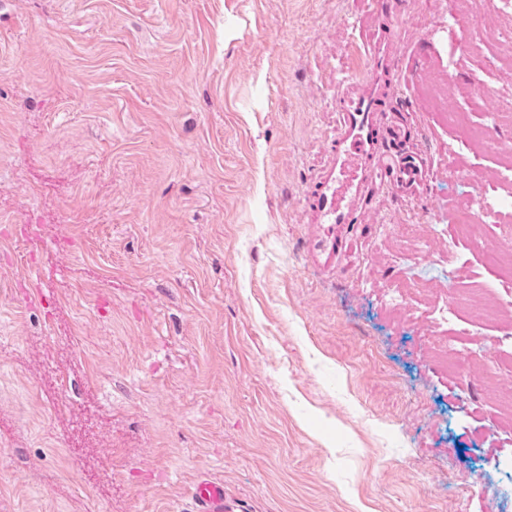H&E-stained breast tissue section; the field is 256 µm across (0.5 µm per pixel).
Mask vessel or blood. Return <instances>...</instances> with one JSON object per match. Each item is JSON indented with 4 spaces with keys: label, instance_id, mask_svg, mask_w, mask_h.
<instances>
[{
    "label": "vessel or blood",
    "instance_id": "obj_1",
    "mask_svg": "<svg viewBox=\"0 0 512 512\" xmlns=\"http://www.w3.org/2000/svg\"><path fill=\"white\" fill-rule=\"evenodd\" d=\"M399 68V59L383 31L370 34L368 66L349 78L338 97L336 128L326 160L315 179L307 206L317 229L306 241L309 261L325 273L347 269L353 254L352 231L377 178H387L401 195L417 194L424 163L400 148L401 126L381 130V83ZM192 512H230L221 481L204 476L192 488Z\"/></svg>",
    "mask_w": 512,
    "mask_h": 512
}]
</instances>
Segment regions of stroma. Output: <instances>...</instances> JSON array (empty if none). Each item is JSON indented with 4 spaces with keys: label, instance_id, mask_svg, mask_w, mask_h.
Listing matches in <instances>:
<instances>
[{
    "label": "stroma",
    "instance_id": "stroma-1",
    "mask_svg": "<svg viewBox=\"0 0 512 512\" xmlns=\"http://www.w3.org/2000/svg\"><path fill=\"white\" fill-rule=\"evenodd\" d=\"M368 2L0 0V512H186L203 475L236 512H512V207L456 226L512 191V121L474 134L512 12ZM375 26L431 166L327 276L306 198Z\"/></svg>",
    "mask_w": 512,
    "mask_h": 512
}]
</instances>
